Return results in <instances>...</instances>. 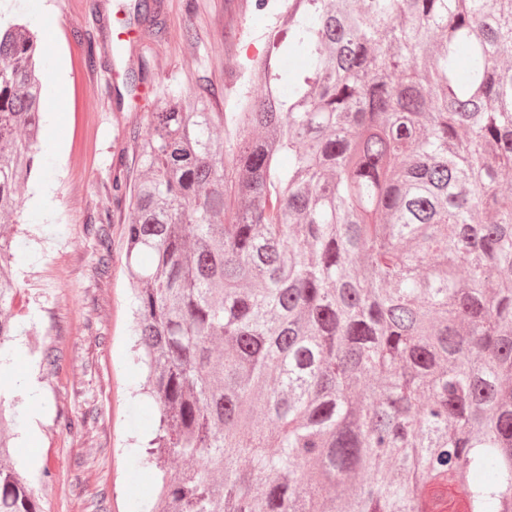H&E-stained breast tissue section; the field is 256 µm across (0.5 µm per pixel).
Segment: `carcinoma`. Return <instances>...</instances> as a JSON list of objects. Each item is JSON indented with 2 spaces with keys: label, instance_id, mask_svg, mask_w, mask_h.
<instances>
[{
  "label": "carcinoma",
  "instance_id": "1",
  "mask_svg": "<svg viewBox=\"0 0 512 512\" xmlns=\"http://www.w3.org/2000/svg\"><path fill=\"white\" fill-rule=\"evenodd\" d=\"M267 38L263 95L165 92L112 182L157 407L136 512H512V0H282ZM40 55L0 21L7 222ZM16 249L0 237V357ZM9 440L0 416V512H42Z\"/></svg>",
  "mask_w": 512,
  "mask_h": 512
}]
</instances>
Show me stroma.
Instances as JSON below:
<instances>
[{"mask_svg": "<svg viewBox=\"0 0 512 512\" xmlns=\"http://www.w3.org/2000/svg\"><path fill=\"white\" fill-rule=\"evenodd\" d=\"M136 0H6L32 23L43 66L54 82L44 95L42 167L22 192L18 223L7 225L18 248L15 300L25 332L8 344L22 350L42 393L29 423L16 407L12 460L40 499L43 512H131L154 490L150 473L128 474L131 439L146 436L145 398L129 386L141 374L130 354L132 299L126 276L123 212L112 205V180L131 176L132 140L144 134L165 88L203 95L213 111H231L250 85L245 65L261 59L274 7L254 0H161L159 25L132 22ZM118 15L115 39L103 31ZM94 61L90 112L75 109L76 58ZM140 75L134 101L118 96L129 72ZM109 232L112 261L97 264L94 225ZM58 350L56 365L42 351ZM36 428L35 455L26 431Z\"/></svg>", "mask_w": 512, "mask_h": 512, "instance_id": "35a3bbf8", "label": "stroma"}]
</instances>
